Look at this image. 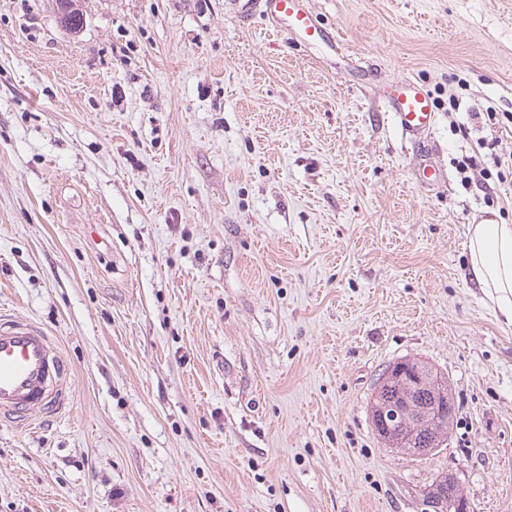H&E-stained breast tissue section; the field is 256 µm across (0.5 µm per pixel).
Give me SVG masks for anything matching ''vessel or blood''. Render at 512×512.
<instances>
[{"label": "vessel or blood", "mask_w": 512, "mask_h": 512, "mask_svg": "<svg viewBox=\"0 0 512 512\" xmlns=\"http://www.w3.org/2000/svg\"><path fill=\"white\" fill-rule=\"evenodd\" d=\"M240 21L263 17L302 41L342 56L335 34L319 26L305 0H227ZM387 109L393 112L402 137L424 145L435 122V104L416 82L400 78L386 88ZM67 370L51 336L33 323H18L0 315V417L23 421L33 412L57 413L67 404Z\"/></svg>", "instance_id": "1"}]
</instances>
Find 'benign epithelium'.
Returning <instances> with one entry per match:
<instances>
[{
  "label": "benign epithelium",
  "mask_w": 512,
  "mask_h": 512,
  "mask_svg": "<svg viewBox=\"0 0 512 512\" xmlns=\"http://www.w3.org/2000/svg\"><path fill=\"white\" fill-rule=\"evenodd\" d=\"M428 404V409L442 414L449 408L448 384L424 378L419 366L407 360L393 363L377 386L371 414L378 425V435L385 437L401 432L409 414L416 410L417 401ZM459 482L448 474V488L437 485L423 490L425 512H432L437 504L448 502V512H468L466 498L458 494Z\"/></svg>",
  "instance_id": "obj_1"
}]
</instances>
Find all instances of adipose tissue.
Instances as JSON below:
<instances>
[{"instance_id":"1","label":"adipose tissue","mask_w":512,"mask_h":512,"mask_svg":"<svg viewBox=\"0 0 512 512\" xmlns=\"http://www.w3.org/2000/svg\"><path fill=\"white\" fill-rule=\"evenodd\" d=\"M469 277L512 322V224L488 218L471 225Z\"/></svg>"}]
</instances>
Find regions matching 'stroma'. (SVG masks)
Wrapping results in <instances>:
<instances>
[{
	"label": "stroma",
	"mask_w": 512,
	"mask_h": 512,
	"mask_svg": "<svg viewBox=\"0 0 512 512\" xmlns=\"http://www.w3.org/2000/svg\"><path fill=\"white\" fill-rule=\"evenodd\" d=\"M79 4L71 32L0 0V310L70 385L0 422V512H424L448 473L512 512V324L468 276L469 226L512 224L487 163L512 157V0H309L338 68L226 0ZM397 77L437 104L441 187ZM404 359L455 400L422 457L369 414ZM385 102L402 137L419 148L422 145V152L436 122L434 101L419 84L400 78L387 85Z\"/></svg>",
	"instance_id": "obj_1"
}]
</instances>
